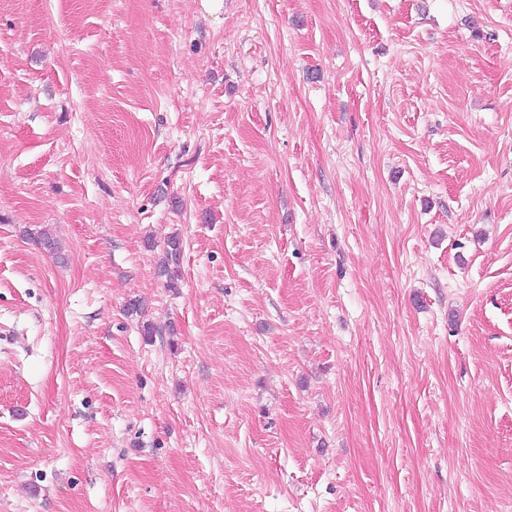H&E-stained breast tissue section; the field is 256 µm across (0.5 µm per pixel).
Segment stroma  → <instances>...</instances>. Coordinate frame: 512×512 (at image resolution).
Listing matches in <instances>:
<instances>
[{
	"label": "stroma",
	"instance_id": "stroma-1",
	"mask_svg": "<svg viewBox=\"0 0 512 512\" xmlns=\"http://www.w3.org/2000/svg\"><path fill=\"white\" fill-rule=\"evenodd\" d=\"M0 512H512V0H0Z\"/></svg>",
	"mask_w": 512,
	"mask_h": 512
}]
</instances>
